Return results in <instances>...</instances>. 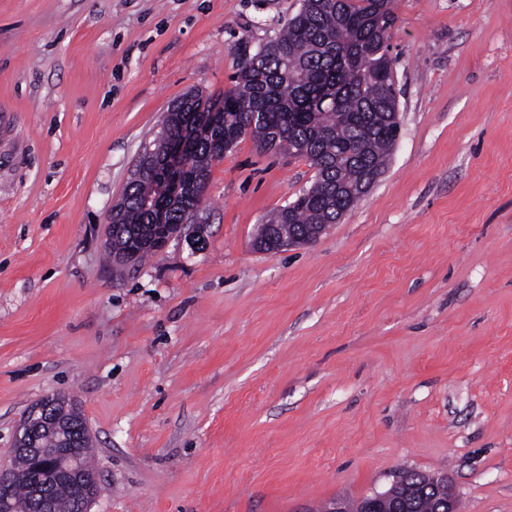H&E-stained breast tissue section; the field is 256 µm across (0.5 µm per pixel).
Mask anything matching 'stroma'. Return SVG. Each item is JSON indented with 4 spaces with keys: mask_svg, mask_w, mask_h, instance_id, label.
<instances>
[{
    "mask_svg": "<svg viewBox=\"0 0 512 512\" xmlns=\"http://www.w3.org/2000/svg\"><path fill=\"white\" fill-rule=\"evenodd\" d=\"M300 0H0V460L49 395L91 512H321L404 470L512 512V0H396L401 131L310 246L252 242L311 186L240 139L206 245L112 270L108 217L188 91L219 96Z\"/></svg>",
    "mask_w": 512,
    "mask_h": 512,
    "instance_id": "stroma-1",
    "label": "stroma"
}]
</instances>
